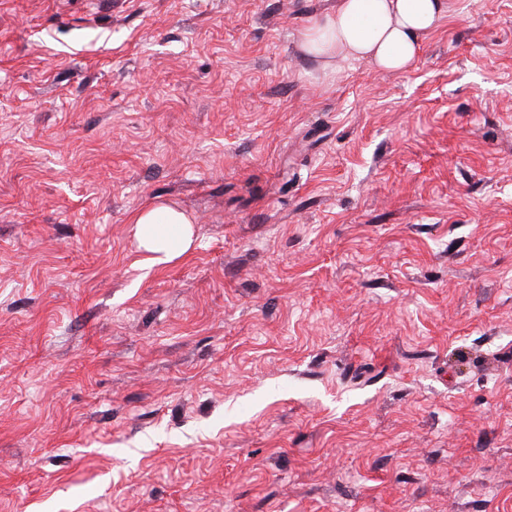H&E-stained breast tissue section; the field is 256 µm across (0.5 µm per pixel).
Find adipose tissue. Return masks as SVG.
<instances>
[{
	"instance_id": "obj_1",
	"label": "adipose tissue",
	"mask_w": 512,
	"mask_h": 512,
	"mask_svg": "<svg viewBox=\"0 0 512 512\" xmlns=\"http://www.w3.org/2000/svg\"><path fill=\"white\" fill-rule=\"evenodd\" d=\"M449 7V0H337L335 15L306 32L303 48L316 57L342 55L383 71L403 72ZM129 222L151 264H167L192 244L193 221L175 204L153 202L133 213Z\"/></svg>"
}]
</instances>
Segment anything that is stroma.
I'll return each instance as SVG.
<instances>
[{
	"mask_svg": "<svg viewBox=\"0 0 512 512\" xmlns=\"http://www.w3.org/2000/svg\"><path fill=\"white\" fill-rule=\"evenodd\" d=\"M336 2L0 0V512H512V0ZM449 7V0H337L336 14L306 32L303 49L316 57L343 55L404 72ZM134 236L152 265H164L188 251L192 244V218L173 203L156 201L129 219Z\"/></svg>",
	"mask_w": 512,
	"mask_h": 512,
	"instance_id": "35a3bbf8",
	"label": "stroma"
}]
</instances>
